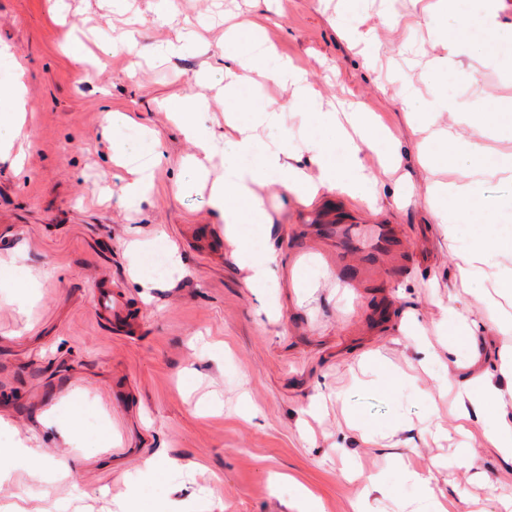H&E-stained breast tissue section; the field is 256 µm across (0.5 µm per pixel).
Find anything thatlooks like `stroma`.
<instances>
[{"label":"stroma","mask_w":512,"mask_h":512,"mask_svg":"<svg viewBox=\"0 0 512 512\" xmlns=\"http://www.w3.org/2000/svg\"><path fill=\"white\" fill-rule=\"evenodd\" d=\"M0 0V47L21 72L26 101L21 164L0 160V263L18 282L39 278L26 307L0 288V419L39 448L38 470L0 483V512H113L116 501L173 512H418L406 469L428 479L455 512H512V459L485 434L512 417L500 356L507 310L478 305L493 281L461 282L469 225L446 238L425 201L420 134L399 94L423 66L446 56L427 37L434 0H369L362 25L379 47L365 61L320 0ZM262 23L278 50L307 67L326 99L361 103L403 144L414 183L407 207L379 211L334 191L308 205L278 203L265 187L275 274L250 288L206 192L185 187L194 147L167 103L196 93L201 65L217 64L225 15ZM131 29L139 46L190 43L191 53L148 59L99 46ZM82 42L86 62L67 56ZM448 96L463 106L512 96V75L458 57ZM131 113L168 159L139 210L118 202L119 167L102 134L105 109ZM181 266L159 262V237ZM119 286L133 332L101 322V280ZM351 287H344V280ZM475 320L452 336L449 310ZM456 360H449V347ZM478 379L498 393L468 394ZM82 396L86 442L66 439V408ZM112 441L100 442L103 432ZM473 463L459 466V449ZM176 461L167 483L147 460Z\"/></svg>","instance_id":"35a3bbf8"}]
</instances>
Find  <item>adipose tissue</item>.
Returning <instances> with one entry per match:
<instances>
[{"mask_svg": "<svg viewBox=\"0 0 512 512\" xmlns=\"http://www.w3.org/2000/svg\"><path fill=\"white\" fill-rule=\"evenodd\" d=\"M437 9L432 35L448 50L447 57L426 74L437 90L426 99L418 89L406 85L402 96L410 112L431 127L421 147L424 169L433 174L447 168L457 157L470 160L471 166L460 181L434 180L425 189L426 203L448 237H455L462 224L473 225L477 230L474 245L458 267L461 279L470 281L483 275V266L491 255L512 253V223L499 216L494 202L481 190V179L485 176L512 181V153L495 152L484 143L492 128L512 139V99L461 112L449 99L445 84L455 57H474L486 67L512 61V25L498 22L499 0H485L479 11L473 9L470 0H438ZM222 54L229 61L224 69V119L232 129L231 134L216 135L208 126L209 103L204 96L194 94L178 99L171 112L182 134L195 148L182 169L183 181L209 185V207L224 223L229 240L249 267L248 283L254 287L270 278L276 261L273 250L255 248L252 238L239 232L243 224L251 225L257 233L270 230L260 187L277 186L285 196L303 204L328 190L374 207L387 191L367 168L362 151L367 148L377 153L384 172L398 173L402 144L360 104L323 102L311 86L307 70L268 45L266 32L257 22L238 23L225 34ZM260 77L288 89L292 102L305 106L309 167L291 164L292 145L288 138H273L266 144L258 142V128L277 127L281 120L280 107H258L253 103L252 91ZM448 111L456 112L457 127H436L437 116ZM103 124L114 133L115 157L124 158L145 149L152 164L163 161L159 140L146 143L139 137H119L120 129L137 125L129 114L105 110ZM217 157L222 160L224 173L214 179L209 165ZM411 189L409 176L399 175L396 193Z\"/></svg>", "mask_w": 512, "mask_h": 512, "instance_id": "ef3b65f1", "label": "adipose tissue"}]
</instances>
